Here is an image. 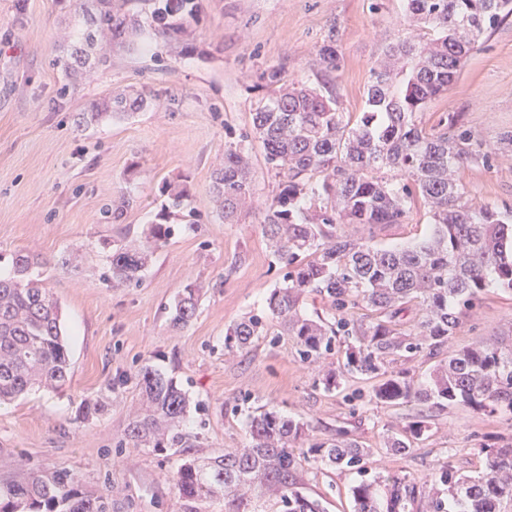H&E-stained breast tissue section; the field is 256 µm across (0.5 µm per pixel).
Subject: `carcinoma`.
I'll return each instance as SVG.
<instances>
[{
    "label": "carcinoma",
    "instance_id": "obj_1",
    "mask_svg": "<svg viewBox=\"0 0 512 512\" xmlns=\"http://www.w3.org/2000/svg\"><path fill=\"white\" fill-rule=\"evenodd\" d=\"M73 14L91 22L99 38L123 44L141 37L147 44H173L196 17L200 0H69ZM151 5L148 28L131 24L126 6ZM412 20L434 32L428 41L411 33L391 43L373 70L365 106L356 120L345 118L335 97L304 84L287 83L283 69L260 74L270 94L252 113V132L268 165L277 170L279 190L265 205L263 233L272 255L288 268L283 284L268 299L269 316L314 364L344 337L338 371L322 383L328 391L340 380L371 382V399L412 400L435 407L463 406L512 420V345L481 342L439 361L426 384L417 387L405 370L389 369L407 353L437 358L461 324L464 309L487 289L512 292V210L501 212L469 197L462 180L465 165L491 152L458 127L450 113L427 128L422 116L448 91L463 60L488 28L512 16V0H406ZM91 38L83 26L73 33L71 58L84 64ZM320 63L336 71V34L320 47ZM148 105L142 94H117L91 102L83 119L98 124ZM211 188L227 224H236L253 195L249 156L224 150V167L213 171ZM162 210L183 224L195 223L186 210L189 190L177 178L161 187ZM422 206L432 226L424 241L385 248L376 230L405 224ZM169 223L150 225L146 245L120 246L109 256L104 280L112 287L139 284L151 249L172 234ZM38 257L16 252L12 271L0 276V405L34 387L65 384L71 363L61 307L44 280L32 275ZM326 301L330 318L318 321L302 311L305 297ZM198 290L189 284L178 294L170 324L187 326L198 309ZM415 302L420 316L400 324L404 304ZM364 311L359 317L352 310ZM266 317L250 315L229 331L245 349L267 335ZM140 400L126 437L136 448L186 442L183 425L189 400L176 383L149 364L140 368ZM428 430L423 420L386 438V447L405 454L411 440ZM249 442L209 458L183 460L171 473L179 512H204L222 504L224 512H264L274 498L283 512H323L319 500L298 486L291 444L304 424L263 407L248 415ZM321 462L340 471L361 470L369 450L356 442H321ZM486 474L462 476L447 466L431 474L440 486L429 498L431 512H499L512 500V446L483 448ZM353 512H409L423 490L393 478L362 479L350 488ZM0 512H111V504L82 490L68 471L27 472L0 486Z\"/></svg>",
    "mask_w": 512,
    "mask_h": 512
}]
</instances>
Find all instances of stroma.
<instances>
[{
  "instance_id": "stroma-1",
  "label": "stroma",
  "mask_w": 512,
  "mask_h": 512,
  "mask_svg": "<svg viewBox=\"0 0 512 512\" xmlns=\"http://www.w3.org/2000/svg\"><path fill=\"white\" fill-rule=\"evenodd\" d=\"M76 18L68 0H0V273L22 250L39 256L41 279L62 309L70 336L71 375L59 391H30L0 407V483L26 470H71L88 493L112 499V512H177L169 482L181 459L244 447L247 419L265 406L300 419L309 437L293 448L303 491L325 512H351L355 474L316 466L312 443L349 439L372 448L367 477L423 483L443 465L474 476L484 445L512 443V421L467 407L439 409L416 401L371 400L369 383L348 378L328 391L320 365L303 362L277 323L244 350L224 337L243 317L266 309L286 269L270 254L261 223L279 178L250 139L251 118L265 96L259 74L282 66L284 78L326 87L340 111L361 112L371 73L389 43L408 35L405 0H201L191 34L145 54L111 51L109 66L65 76L66 37ZM335 35L338 71L317 51ZM145 93L140 112L87 126L92 101ZM455 112L464 129L496 148L490 163L466 165L463 183L477 199L512 208V152L499 151L512 131V18L485 31L448 92L424 113L425 125ZM237 145L253 162L254 205L225 223L210 193L224 149ZM183 176L198 224L176 225L155 252L140 285L115 288L103 279L108 250L141 237L157 221L165 180ZM122 208L119 222L108 209ZM423 209L375 239L381 247L423 241ZM203 287L195 318L169 325L168 307L187 284ZM512 333V293L487 289L466 309L442 351L451 356L484 338ZM149 364L174 378L190 398L186 446L154 451L128 443L126 427L139 399L138 371ZM108 395L103 415L77 418L82 400ZM427 415L429 430L408 454L384 445L387 431Z\"/></svg>"
}]
</instances>
